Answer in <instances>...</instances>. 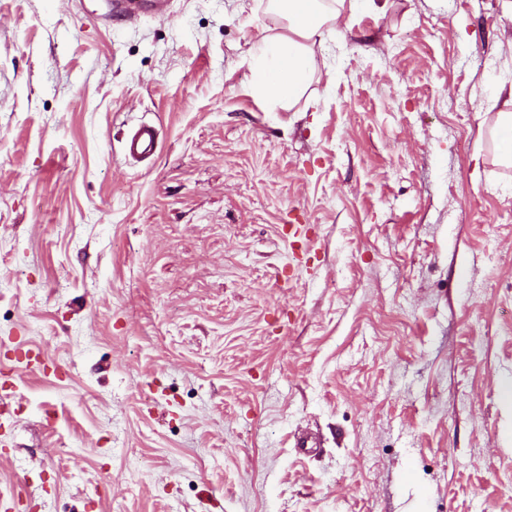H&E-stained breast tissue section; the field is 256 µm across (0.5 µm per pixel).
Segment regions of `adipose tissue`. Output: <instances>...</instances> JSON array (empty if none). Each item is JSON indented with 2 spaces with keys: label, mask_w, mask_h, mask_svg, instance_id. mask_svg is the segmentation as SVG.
I'll use <instances>...</instances> for the list:
<instances>
[{
  "label": "adipose tissue",
  "mask_w": 512,
  "mask_h": 512,
  "mask_svg": "<svg viewBox=\"0 0 512 512\" xmlns=\"http://www.w3.org/2000/svg\"><path fill=\"white\" fill-rule=\"evenodd\" d=\"M346 0H271L283 33L267 36L253 55L252 89L261 99L292 105L314 76L311 42L338 24Z\"/></svg>",
  "instance_id": "adipose-tissue-1"
}]
</instances>
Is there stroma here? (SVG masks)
Listing matches in <instances>:
<instances>
[{"label": "stroma", "instance_id": "obj_1", "mask_svg": "<svg viewBox=\"0 0 512 512\" xmlns=\"http://www.w3.org/2000/svg\"><path fill=\"white\" fill-rule=\"evenodd\" d=\"M107 10L0 0V340L62 370L17 364L0 492L512 512L504 0H356L289 109L251 90L268 0ZM506 91L503 86L498 92L500 98ZM496 152L501 163L512 165V84L505 93L502 108L499 110L494 126ZM158 133L154 125L141 123L126 139L125 155L134 160H143L156 152Z\"/></svg>", "mask_w": 512, "mask_h": 512}]
</instances>
